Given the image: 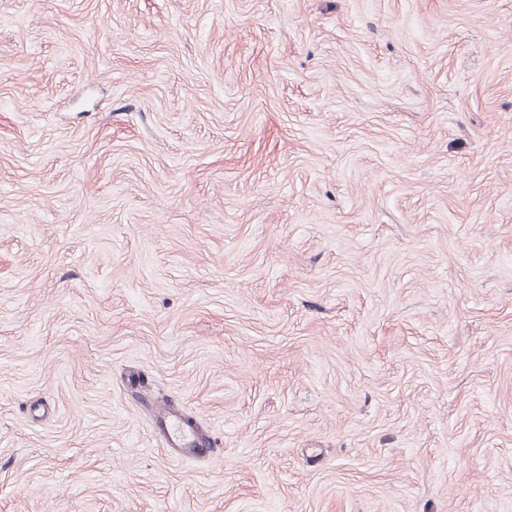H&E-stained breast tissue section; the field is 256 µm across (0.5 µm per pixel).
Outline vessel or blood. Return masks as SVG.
I'll list each match as a JSON object with an SVG mask.
<instances>
[{
	"instance_id": "vessel-or-blood-1",
	"label": "vessel or blood",
	"mask_w": 512,
	"mask_h": 512,
	"mask_svg": "<svg viewBox=\"0 0 512 512\" xmlns=\"http://www.w3.org/2000/svg\"><path fill=\"white\" fill-rule=\"evenodd\" d=\"M154 430L169 454L203 461H213L216 443L212 435L172 407L159 406L152 413Z\"/></svg>"
}]
</instances>
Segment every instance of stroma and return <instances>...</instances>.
I'll list each match as a JSON object with an SVG mask.
<instances>
[{
    "label": "stroma",
    "mask_w": 512,
    "mask_h": 512,
    "mask_svg": "<svg viewBox=\"0 0 512 512\" xmlns=\"http://www.w3.org/2000/svg\"><path fill=\"white\" fill-rule=\"evenodd\" d=\"M0 512H512V0H0ZM154 430L163 446L174 457L213 461L217 455L215 438L172 407L153 410Z\"/></svg>",
    "instance_id": "35a3bbf8"
}]
</instances>
